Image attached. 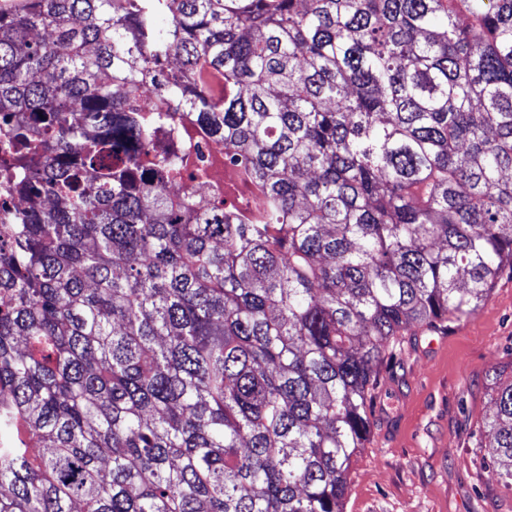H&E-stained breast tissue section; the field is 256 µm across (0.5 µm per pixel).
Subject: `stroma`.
Listing matches in <instances>:
<instances>
[{"label": "stroma", "mask_w": 512, "mask_h": 512, "mask_svg": "<svg viewBox=\"0 0 512 512\" xmlns=\"http://www.w3.org/2000/svg\"><path fill=\"white\" fill-rule=\"evenodd\" d=\"M510 362L506 274L475 315L385 360L344 512H512V489L481 467L471 446L473 431L493 412L487 374Z\"/></svg>", "instance_id": "1"}]
</instances>
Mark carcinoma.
<instances>
[{
  "label": "carcinoma",
  "instance_id": "cac0c4a2",
  "mask_svg": "<svg viewBox=\"0 0 512 512\" xmlns=\"http://www.w3.org/2000/svg\"><path fill=\"white\" fill-rule=\"evenodd\" d=\"M0 209V512H343L386 356L512 271V0L0 7ZM199 154L209 171V177L206 182L195 185L198 194L208 198L214 190L224 192V183H227L230 177L229 168L224 166V141H202L199 143Z\"/></svg>",
  "mask_w": 512,
  "mask_h": 512
}]
</instances>
